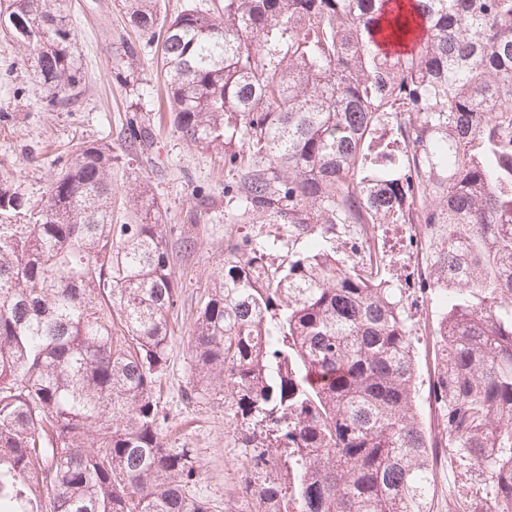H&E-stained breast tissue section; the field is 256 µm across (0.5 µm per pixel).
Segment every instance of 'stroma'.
<instances>
[{"instance_id": "obj_1", "label": "stroma", "mask_w": 512, "mask_h": 512, "mask_svg": "<svg viewBox=\"0 0 512 512\" xmlns=\"http://www.w3.org/2000/svg\"><path fill=\"white\" fill-rule=\"evenodd\" d=\"M124 0H66L75 29V51L85 75V92L70 108L41 109L44 93L33 60L10 35L0 31V179H9L31 203H40L57 168L58 155L72 144L111 140L118 157L112 165V221L133 223L136 207L128 187L140 179L148 197L165 213L173 267L180 291L178 313L171 319L168 359L156 396L164 416L162 434L168 447L189 449L196 466L190 493L206 501L209 512H254L241 490L250 468V451L235 447L231 431L235 408L230 398L193 396L191 333L196 312L208 298L217 268L224 261V183L229 174L222 155L188 146L171 125L165 109L164 73L156 53L142 58L136 82L127 85L113 70V38L124 32ZM149 121L153 142L138 149L126 139L132 114ZM206 209L200 223L184 221L198 200ZM379 239L393 261V279L414 269L420 249L411 244L406 224H385ZM190 238L191 248L180 247ZM483 484L477 467L460 468L452 456L435 470L433 512H448L450 503L474 498Z\"/></svg>"}]
</instances>
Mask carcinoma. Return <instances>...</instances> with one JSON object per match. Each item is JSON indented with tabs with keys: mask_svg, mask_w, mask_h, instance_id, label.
<instances>
[{
	"mask_svg": "<svg viewBox=\"0 0 512 512\" xmlns=\"http://www.w3.org/2000/svg\"><path fill=\"white\" fill-rule=\"evenodd\" d=\"M184 141L224 154L237 234L191 339L200 393L228 392L257 512H432L434 463L487 475L471 512H512V0H223L168 16ZM5 30L56 112L82 93L62 0H5ZM126 73L148 43L119 35ZM149 136L127 121V138ZM112 142H80L35 208L0 186V512H208L155 394L179 300L160 207L112 223ZM411 224L423 266L388 278L376 228ZM356 235L349 262L336 239ZM304 239L307 249H294ZM437 346L423 427L420 307Z\"/></svg>",
	"mask_w": 512,
	"mask_h": 512,
	"instance_id": "obj_1",
	"label": "carcinoma"
}]
</instances>
